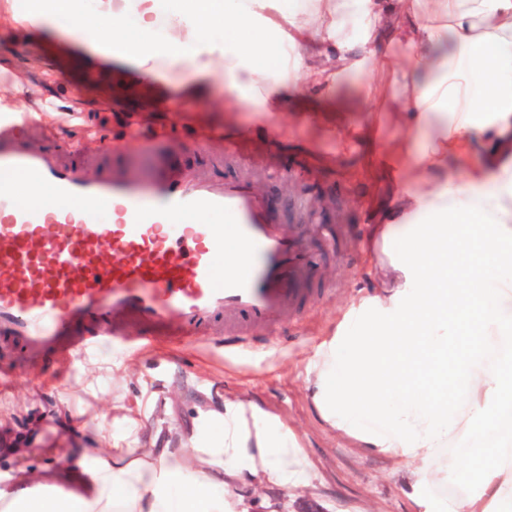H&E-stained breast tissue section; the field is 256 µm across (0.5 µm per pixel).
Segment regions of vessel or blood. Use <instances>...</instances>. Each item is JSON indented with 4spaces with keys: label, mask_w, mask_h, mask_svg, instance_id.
<instances>
[{
    "label": "vessel or blood",
    "mask_w": 512,
    "mask_h": 512,
    "mask_svg": "<svg viewBox=\"0 0 512 512\" xmlns=\"http://www.w3.org/2000/svg\"><path fill=\"white\" fill-rule=\"evenodd\" d=\"M68 151L66 162L53 134L36 147L0 119L1 382L11 354L47 366L106 340L243 354L253 327L275 328L311 300L318 253L280 232L248 180L203 177L206 142L181 171L148 179L118 164L88 175L78 142ZM42 190L53 209L33 201Z\"/></svg>",
    "instance_id": "vessel-or-blood-1"
}]
</instances>
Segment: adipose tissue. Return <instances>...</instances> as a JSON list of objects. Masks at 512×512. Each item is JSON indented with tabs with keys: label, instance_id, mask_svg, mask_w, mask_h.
Listing matches in <instances>:
<instances>
[{
	"label": "adipose tissue",
	"instance_id": "obj_1",
	"mask_svg": "<svg viewBox=\"0 0 512 512\" xmlns=\"http://www.w3.org/2000/svg\"><path fill=\"white\" fill-rule=\"evenodd\" d=\"M247 26L236 52L205 35L211 17ZM193 37L165 46L122 41L128 22L150 31L159 17ZM67 20L88 46H120L146 70L181 64L223 79L241 99L266 104L290 71L318 88L370 68L401 126L420 128L452 114L422 144L394 141L386 156L409 160L390 200L377 244L405 237L416 245L394 266L390 290L354 309L351 334L335 337L314 360L309 382L323 418L361 448L396 458L416 512H512V0H33L34 25ZM285 46L271 73L257 66L269 34ZM324 51L302 67L305 42ZM412 71L417 92L399 89ZM466 161L464 181L448 162ZM468 222L459 244L492 258L507 274L475 292L457 270L445 220ZM79 491L47 480H0V512H250L239 488H310L314 464L274 414L243 397L199 411L175 448L123 447L102 436L83 451Z\"/></svg>",
	"mask_w": 512,
	"mask_h": 512
}]
</instances>
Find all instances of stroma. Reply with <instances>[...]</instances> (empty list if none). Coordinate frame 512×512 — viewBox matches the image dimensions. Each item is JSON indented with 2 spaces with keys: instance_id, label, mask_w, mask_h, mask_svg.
<instances>
[{
  "instance_id": "35a3bbf8",
  "label": "stroma",
  "mask_w": 512,
  "mask_h": 512,
  "mask_svg": "<svg viewBox=\"0 0 512 512\" xmlns=\"http://www.w3.org/2000/svg\"><path fill=\"white\" fill-rule=\"evenodd\" d=\"M373 75H349L334 90L288 87L281 109L260 112L237 102L220 81L179 67L146 75L130 57L85 47L72 32L36 27L15 0H0V112L23 114L70 141L86 127L85 156L102 164L123 156L133 173L149 175L161 156L178 162L193 138L249 131L264 150V166L210 162L208 175L241 176L277 207L285 233L317 246L321 225L336 226L335 249H321L313 275L319 288L298 318L283 323L280 341L253 333V351L227 357L209 344H162L145 350L112 345L50 368L21 364L10 387L0 386V473L35 470L59 484L75 479L81 451L109 433L122 444L158 435L177 445L198 410L231 394L268 410L296 435L314 462L307 492L288 500L289 512H415L404 492L402 466L368 454L336 433L313 403L308 378L323 343L346 329L351 307L372 293L383 255L408 256L411 241L392 239L386 250L367 247L370 225L380 223L391 177L369 166L371 147L406 136L371 89ZM221 100V108L164 112L162 101L182 96ZM118 112L137 114L149 131L130 140ZM372 130L373 141L341 138L337 128Z\"/></svg>"
}]
</instances>
